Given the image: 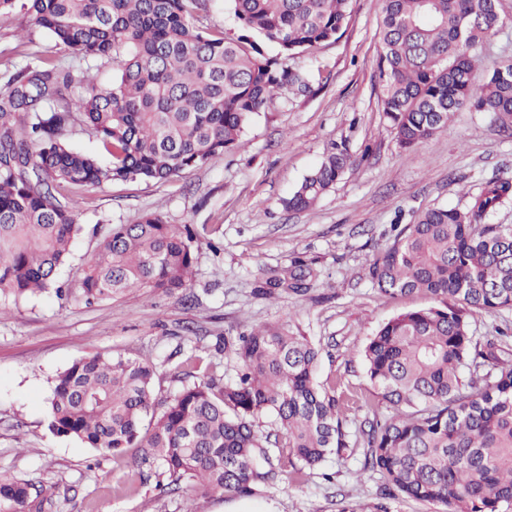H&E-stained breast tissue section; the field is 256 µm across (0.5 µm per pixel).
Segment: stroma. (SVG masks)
<instances>
[{
	"mask_svg": "<svg viewBox=\"0 0 512 512\" xmlns=\"http://www.w3.org/2000/svg\"><path fill=\"white\" fill-rule=\"evenodd\" d=\"M344 35L314 54L290 59L311 73L316 94L285 92L253 115L241 150L165 183L123 182L68 194L85 226L60 278L77 285L98 249L92 227L134 223L156 211L171 224H217L219 250L199 241L195 278L187 292L124 297L89 306L54 292L0 309V475L41 491L30 512H224L225 497L183 488L160 492L153 471L135 489L127 479L135 452L104 456L53 435L49 398L53 380L74 361L94 354L157 365L154 393L166 398L182 387L173 377L180 348L233 375L235 361L216 351L217 337H235L261 324H288L328 349L317 377L368 397L363 350L394 315L428 305L422 295L390 298L372 288L367 268L391 239V227L410 223L427 207L461 206L467 190L512 176V130L483 112L461 110L445 131L419 148L400 147L381 112L378 0H352ZM43 57L72 62L24 11L0 15V75ZM347 151L350 166L317 204L288 212L282 201L332 148ZM297 256L313 260L319 276L310 293L260 298L256 287ZM474 341L503 335L512 359V311L468 316ZM389 408L353 405L346 413L350 446L303 476L281 478L256 512H441L440 506L381 494L379 474L362 472L365 420Z\"/></svg>",
	"mask_w": 512,
	"mask_h": 512,
	"instance_id": "obj_1",
	"label": "stroma"
}]
</instances>
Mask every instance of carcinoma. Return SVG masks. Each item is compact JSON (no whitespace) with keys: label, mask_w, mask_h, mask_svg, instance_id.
Listing matches in <instances>:
<instances>
[{"label":"carcinoma","mask_w":512,"mask_h":512,"mask_svg":"<svg viewBox=\"0 0 512 512\" xmlns=\"http://www.w3.org/2000/svg\"><path fill=\"white\" fill-rule=\"evenodd\" d=\"M208 0H0L86 67H26L0 82V302L54 290L84 231L65 193L113 182L164 183L216 163L242 146L252 116L281 90L314 93L309 74L288 58L338 40L351 0H228L242 34L226 37L201 21ZM381 112L398 143L416 148L469 108L512 127V60L480 69L479 48L498 31L499 0H379ZM280 53H265L254 37ZM110 59L117 74L97 84L90 62ZM89 128L108 160L65 142ZM350 158L339 149L282 201L312 208L336 185ZM512 199V180L486 182L463 207L421 211L368 266L387 296L425 295L377 330L363 355L366 374L391 416L369 421L362 469L383 492L438 504L443 512H512V363L488 339L469 335L473 311L512 310V224L489 219ZM169 224L145 212L112 224L79 281L88 305L136 290L190 287L193 244L219 232ZM317 273L297 258L265 281L305 295ZM216 345L235 359L226 380L190 355L174 367L182 389L154 395L155 365L96 354L54 380L49 429L103 455L140 451L173 493L183 481L202 493L255 497L284 469L301 475L350 447L336 393L316 372L322 347L298 328L259 326ZM483 377L464 370L486 361ZM268 418L267 428L259 425ZM34 485L0 478V509L26 512Z\"/></svg>","instance_id":"cac0c4a2"}]
</instances>
